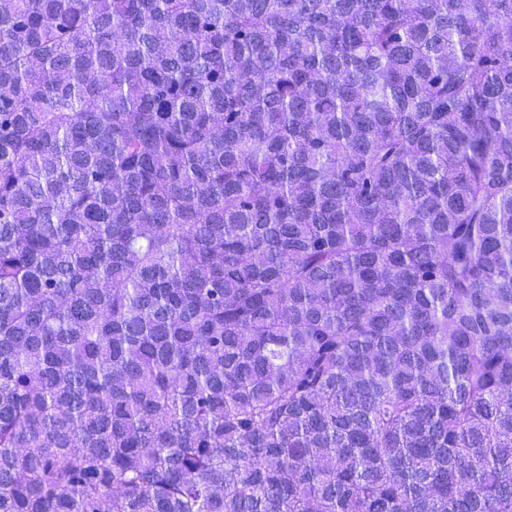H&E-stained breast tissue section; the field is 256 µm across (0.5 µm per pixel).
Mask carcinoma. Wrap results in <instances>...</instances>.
<instances>
[{
	"label": "carcinoma",
	"mask_w": 512,
	"mask_h": 512,
	"mask_svg": "<svg viewBox=\"0 0 512 512\" xmlns=\"http://www.w3.org/2000/svg\"><path fill=\"white\" fill-rule=\"evenodd\" d=\"M0 512H512V0H0Z\"/></svg>",
	"instance_id": "obj_1"
}]
</instances>
